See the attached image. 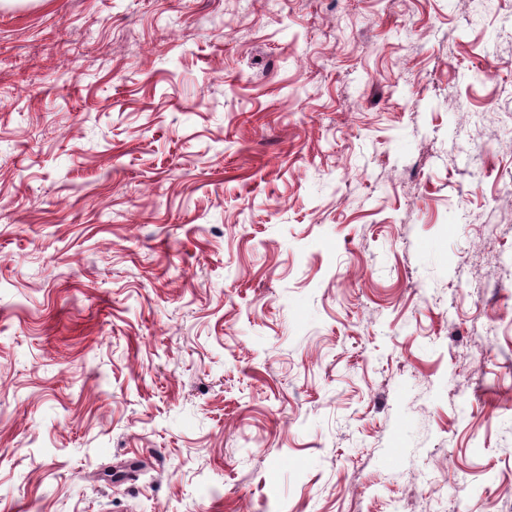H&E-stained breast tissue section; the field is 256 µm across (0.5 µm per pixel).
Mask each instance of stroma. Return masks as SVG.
<instances>
[{"mask_svg": "<svg viewBox=\"0 0 512 512\" xmlns=\"http://www.w3.org/2000/svg\"><path fill=\"white\" fill-rule=\"evenodd\" d=\"M512 512V0L0 5V512Z\"/></svg>", "mask_w": 512, "mask_h": 512, "instance_id": "35a3bbf8", "label": "stroma"}]
</instances>
